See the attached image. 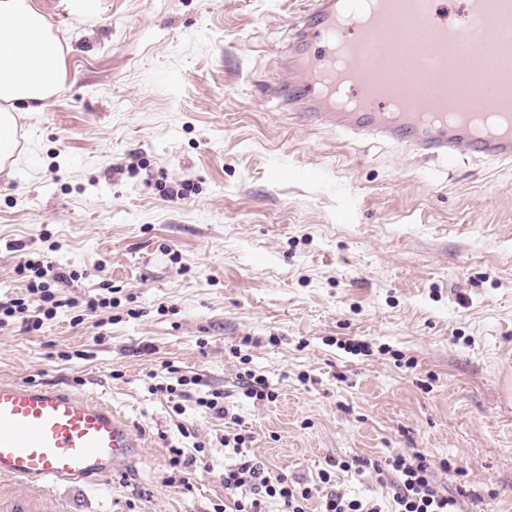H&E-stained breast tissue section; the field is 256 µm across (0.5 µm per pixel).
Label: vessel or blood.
<instances>
[{
	"label": "vessel or blood",
	"mask_w": 512,
	"mask_h": 512,
	"mask_svg": "<svg viewBox=\"0 0 512 512\" xmlns=\"http://www.w3.org/2000/svg\"><path fill=\"white\" fill-rule=\"evenodd\" d=\"M313 0L285 54L296 82L282 106L355 135L455 163L460 148L512 162V0H467L464 18L439 21L436 0H378L370 19ZM483 21L479 48L492 64L461 65V34ZM138 432L93 396L0 382V481L31 490L0 512H36L44 491L103 477L128 462Z\"/></svg>",
	"instance_id": "1"
}]
</instances>
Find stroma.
I'll list each match as a JSON object with an SVG mask.
<instances>
[{
  "instance_id": "stroma-1",
  "label": "stroma",
  "mask_w": 512,
  "mask_h": 512,
  "mask_svg": "<svg viewBox=\"0 0 512 512\" xmlns=\"http://www.w3.org/2000/svg\"><path fill=\"white\" fill-rule=\"evenodd\" d=\"M36 3L65 82L0 178V301L27 298L28 258L76 277L40 329L34 301L0 328V382L101 398L142 443L51 504L221 512L245 456L316 506L330 462L401 453L459 512H512V165L450 167L281 107L308 0H101L90 20ZM98 295L113 306L89 311ZM248 372L275 401L244 396ZM180 375L183 397L157 391ZM211 390L252 433L245 455L198 406ZM197 445L205 465L173 464ZM332 477L392 496L370 469Z\"/></svg>"
}]
</instances>
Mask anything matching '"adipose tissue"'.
<instances>
[{
    "instance_id": "ef3b65f1",
    "label": "adipose tissue",
    "mask_w": 512,
    "mask_h": 512,
    "mask_svg": "<svg viewBox=\"0 0 512 512\" xmlns=\"http://www.w3.org/2000/svg\"><path fill=\"white\" fill-rule=\"evenodd\" d=\"M64 48L32 0H0V174L13 176L21 118L63 87Z\"/></svg>"
}]
</instances>
